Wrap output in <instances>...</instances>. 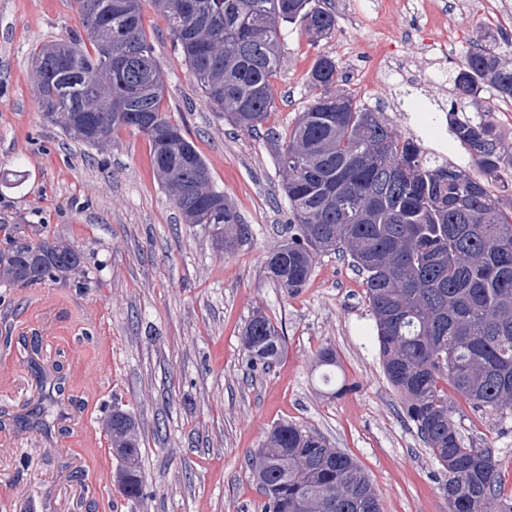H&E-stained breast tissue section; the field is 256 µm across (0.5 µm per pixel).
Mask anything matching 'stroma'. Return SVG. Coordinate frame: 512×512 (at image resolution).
Instances as JSON below:
<instances>
[{
  "label": "stroma",
  "mask_w": 512,
  "mask_h": 512,
  "mask_svg": "<svg viewBox=\"0 0 512 512\" xmlns=\"http://www.w3.org/2000/svg\"><path fill=\"white\" fill-rule=\"evenodd\" d=\"M431 12L454 25L445 48L430 46L438 37L423 26ZM143 17L165 83L162 110L249 232L227 245L219 230L184 223L143 133L124 127L91 149L46 122L33 57L81 31L76 4L0 0V248L9 225L35 224L80 251L90 271L0 284V410L9 415L0 424V512H263L248 459L282 421L350 454L385 512H448L442 467L384 374L363 277L349 257L318 255L294 293L267 276L269 252L288 235L274 154L313 99L309 73L326 54L340 67L338 91L383 112L425 151L472 169L442 117L455 74L484 37L512 63V0H341L335 31L317 42L300 24L285 25L275 105L258 133L232 127L207 98L151 0ZM386 51L415 78L385 73ZM257 312L286 337L267 370L250 369L243 348ZM326 346L347 385L333 396L314 371ZM46 376L64 380L60 407L45 397ZM452 400L464 442L491 449L512 502V417ZM116 405L141 433L145 482L135 499L114 481L119 462L102 428Z\"/></svg>",
  "instance_id": "obj_1"
}]
</instances>
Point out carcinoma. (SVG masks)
<instances>
[{
  "mask_svg": "<svg viewBox=\"0 0 512 512\" xmlns=\"http://www.w3.org/2000/svg\"><path fill=\"white\" fill-rule=\"evenodd\" d=\"M83 34L43 45L33 60L34 85L47 122L64 136L101 149L121 127L145 134L161 187L184 223L222 225L224 241L248 233L217 189L206 161L162 111L164 81L144 36L142 0H75ZM197 83L233 126L257 131L272 111V78L283 50L282 28L299 21L308 34L336 29L323 0H153ZM336 60L318 57L310 83L318 90L277 152L288 200V240L266 261L269 277L294 292L315 257L348 254L364 275L385 374L404 398L406 417L443 467L448 512H512L499 497L492 453L466 445L454 407L440 384L474 409L512 412V213L473 178L438 155L400 138L380 111L350 95L336 111ZM462 99L491 86L512 98V66L490 44L465 56L455 77ZM107 123L96 137L78 126V112ZM152 114L165 135L144 129ZM448 126L485 180L505 182L502 139L488 113L452 106ZM80 255L46 237L0 249V282L37 284L76 270ZM251 368L269 369L285 336L261 312L243 336ZM325 386L336 382V355H316ZM112 450L122 461L117 482L139 495L140 434L132 415L112 409ZM250 474L265 512H383L367 474L317 432L288 421L275 425L251 455Z\"/></svg>",
  "mask_w": 512,
  "mask_h": 512,
  "instance_id": "cac0c4a2",
  "label": "carcinoma"
}]
</instances>
